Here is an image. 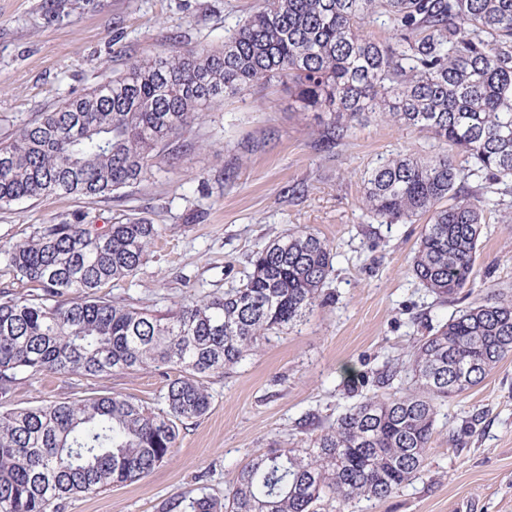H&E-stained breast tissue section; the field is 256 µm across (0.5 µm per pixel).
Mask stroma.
Segmentation results:
<instances>
[{
  "instance_id": "obj_1",
  "label": "stroma",
  "mask_w": 512,
  "mask_h": 512,
  "mask_svg": "<svg viewBox=\"0 0 512 512\" xmlns=\"http://www.w3.org/2000/svg\"><path fill=\"white\" fill-rule=\"evenodd\" d=\"M256 2L74 0L49 22L44 0H0V136L96 86L103 70L123 72L177 43L221 44ZM321 125V114L298 111L283 87L258 85L205 112L139 185L0 209V253L28 239L34 225L76 210L102 222L134 213L165 225L140 273L107 289L157 314L237 287L247 254L290 231L310 230L335 254L329 301L210 378L209 413L182 430L167 460L136 482L74 496L61 512H161L187 493L223 498L254 454L276 442L307 447L305 423L331 422L351 405L349 373L365 376L364 390L373 392L378 370L461 308L428 293L410 271L422 224H383L360 205L367 170L397 152L434 156L447 145L372 117L327 151L318 145ZM475 271V296L512 295V208L485 225ZM165 384L152 368L94 379L49 373L18 380L0 409L111 393L159 408ZM355 512H512V357L440 407L423 478L387 499L361 501Z\"/></svg>"
}]
</instances>
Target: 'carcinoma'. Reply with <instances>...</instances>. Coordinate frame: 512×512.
<instances>
[{"label": "carcinoma", "mask_w": 512, "mask_h": 512, "mask_svg": "<svg viewBox=\"0 0 512 512\" xmlns=\"http://www.w3.org/2000/svg\"><path fill=\"white\" fill-rule=\"evenodd\" d=\"M385 17L388 36L364 32ZM282 85L301 112H326L333 148L371 116L432 135L466 157L397 154L364 176L363 207L385 223L424 221L412 273L454 299L475 280L486 223L512 184V0H260L216 47L174 46L106 74L0 139V207L45 194L107 196L147 178L150 161L204 111L252 86ZM485 184L473 190L469 179ZM164 227L96 224L76 212L5 253L34 292L0 291V394L45 372L96 378L168 368L164 407L121 394L0 411V512H59L64 500L147 476L211 407L205 380L241 365L267 335L331 295L327 241L278 236L242 284L156 315L101 294L135 277ZM512 354V299L491 292L429 329L407 358L317 429L307 448L249 459L224 501L191 512H315L382 500L425 473L439 406Z\"/></svg>", "instance_id": "1"}]
</instances>
